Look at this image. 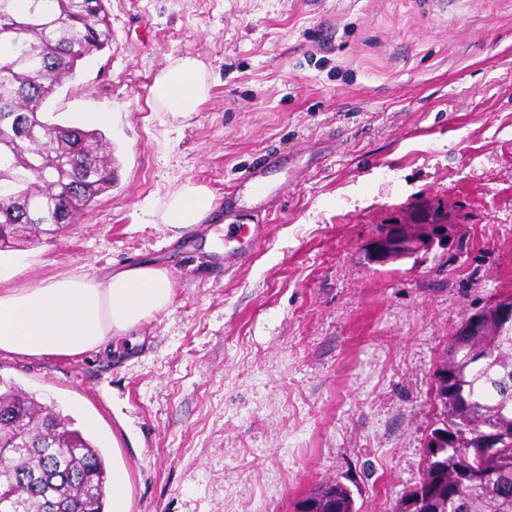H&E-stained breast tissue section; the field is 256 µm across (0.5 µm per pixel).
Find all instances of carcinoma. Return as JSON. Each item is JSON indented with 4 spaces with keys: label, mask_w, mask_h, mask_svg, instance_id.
<instances>
[{
    "label": "carcinoma",
    "mask_w": 512,
    "mask_h": 512,
    "mask_svg": "<svg viewBox=\"0 0 512 512\" xmlns=\"http://www.w3.org/2000/svg\"><path fill=\"white\" fill-rule=\"evenodd\" d=\"M112 43L106 0H0V251L22 235L76 223L112 187L103 136L57 129L43 104L74 78L78 62ZM512 323L454 336L434 379L435 427L419 485L394 512H512ZM69 417L0 380V512H47L50 503L105 512L107 471L98 448ZM66 444L75 451H59ZM495 481L486 483L483 475Z\"/></svg>",
    "instance_id": "cac0c4a2"
}]
</instances>
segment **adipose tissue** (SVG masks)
Masks as SVG:
<instances>
[{
  "instance_id": "ef3b65f1",
  "label": "adipose tissue",
  "mask_w": 512,
  "mask_h": 512,
  "mask_svg": "<svg viewBox=\"0 0 512 512\" xmlns=\"http://www.w3.org/2000/svg\"><path fill=\"white\" fill-rule=\"evenodd\" d=\"M155 101L175 116L196 111L208 87L199 62L181 58L156 77ZM214 194L188 183L173 193L161 223L190 229L213 213ZM167 271L143 263L101 276H68L33 288L0 290V352L72 358L122 338L170 305Z\"/></svg>"
}]
</instances>
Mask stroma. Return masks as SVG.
Wrapping results in <instances>:
<instances>
[{
  "mask_svg": "<svg viewBox=\"0 0 512 512\" xmlns=\"http://www.w3.org/2000/svg\"><path fill=\"white\" fill-rule=\"evenodd\" d=\"M112 43L45 102L91 112L114 180L76 224L0 253V289L153 263L170 306L134 346L0 353L124 474L130 512H299L340 481L392 512L422 476L432 381L471 315L512 294V0H108ZM209 86L173 117L155 78L184 57ZM243 238L224 206L253 207ZM218 207L178 232L183 184ZM428 203L453 243L373 264L379 227ZM249 259L228 272L225 251Z\"/></svg>",
  "mask_w": 512,
  "mask_h": 512,
  "instance_id": "35a3bbf8",
  "label": "stroma"
}]
</instances>
